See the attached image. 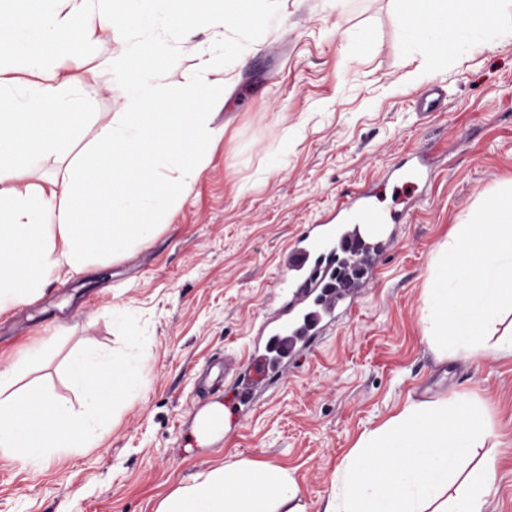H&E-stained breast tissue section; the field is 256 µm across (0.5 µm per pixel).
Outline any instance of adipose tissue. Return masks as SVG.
<instances>
[{
	"mask_svg": "<svg viewBox=\"0 0 512 512\" xmlns=\"http://www.w3.org/2000/svg\"><path fill=\"white\" fill-rule=\"evenodd\" d=\"M0 0V311L43 293L62 269L148 241L159 213L171 210L209 162L222 131L212 124L226 60L201 52L175 94L148 85L172 61L156 41L111 51L80 85L96 91L113 70L127 78L121 112L102 120L65 177L26 182L30 158L57 151L90 115L70 98L71 62L91 57L116 29L189 27L216 35L246 28L278 0ZM411 37L434 61L447 43L496 23L498 0H409ZM425 337L440 352L478 360L512 358V190L455 225L436 255L422 301ZM488 430L477 406L453 400L410 403L362 433L336 471L325 512H485L495 489L494 459L478 456ZM157 512H304L282 468L225 463L166 497Z\"/></svg>",
	"mask_w": 512,
	"mask_h": 512,
	"instance_id": "1",
	"label": "adipose tissue"
}]
</instances>
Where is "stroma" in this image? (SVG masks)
<instances>
[{
    "label": "stroma",
    "instance_id": "stroma-1",
    "mask_svg": "<svg viewBox=\"0 0 512 512\" xmlns=\"http://www.w3.org/2000/svg\"><path fill=\"white\" fill-rule=\"evenodd\" d=\"M404 15L402 0H350L342 12L328 0H280L239 36L253 52L217 73L225 102L212 124L224 135L154 237L0 314V369L16 368L17 389L43 384L75 406L70 353L121 350L117 314L137 316L147 332L141 384L90 447L28 464L0 450V512H157L179 487L237 460L288 471L305 512H323L364 431L406 403L445 398L479 403L493 429L484 451L498 468L487 512H512V359L440 357L421 321L432 259L453 226L512 183V37L490 29L449 43L433 71ZM167 38L177 55L170 86L192 65L190 49L223 46L202 26ZM436 83L445 107L422 116L414 101ZM96 130L88 123L60 155L33 157L28 182L62 177ZM417 149L435 177L375 198L411 219L372 288L212 446L181 455L197 373L257 348L293 237Z\"/></svg>",
    "mask_w": 512,
    "mask_h": 512
}]
</instances>
